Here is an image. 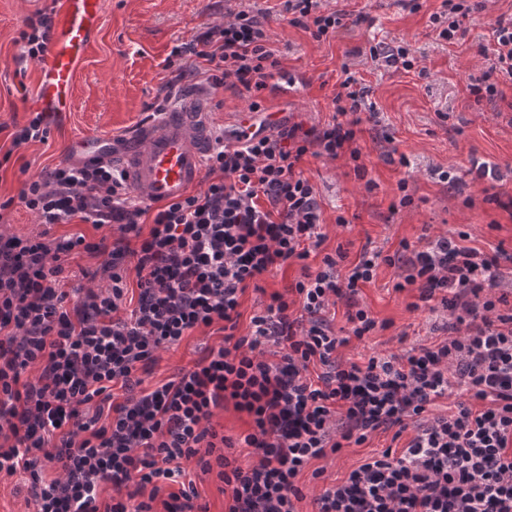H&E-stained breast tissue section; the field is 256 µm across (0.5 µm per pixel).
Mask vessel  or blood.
I'll return each instance as SVG.
<instances>
[{
    "label": "vessel or blood",
    "mask_w": 512,
    "mask_h": 512,
    "mask_svg": "<svg viewBox=\"0 0 512 512\" xmlns=\"http://www.w3.org/2000/svg\"><path fill=\"white\" fill-rule=\"evenodd\" d=\"M102 21V0H60L49 56L32 99L36 111L53 118L72 110L78 63ZM208 145L209 111L189 101L148 122L130 148L114 147L109 136L93 133L76 142L70 157L119 162L132 191L154 203L178 199L201 182Z\"/></svg>",
    "instance_id": "1"
}]
</instances>
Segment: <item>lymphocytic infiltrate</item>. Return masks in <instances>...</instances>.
<instances>
[{"mask_svg":"<svg viewBox=\"0 0 512 512\" xmlns=\"http://www.w3.org/2000/svg\"><path fill=\"white\" fill-rule=\"evenodd\" d=\"M285 8L317 40L347 17L327 0H285ZM474 10L469 0H442L431 17L438 39L462 40ZM492 36L489 73L470 87L478 100L501 97L498 78L512 79V18L496 19ZM167 65L176 83L201 76L243 88L258 112L280 61L266 12L242 5L176 46ZM365 95L349 72L325 126L242 132L233 143L215 133L206 188L176 201L144 202L109 162L67 163L27 181L20 201L40 223L117 232L110 242L0 234V473L28 475L36 512H207L194 485L179 483L191 460L218 466L224 512H298V477L310 461L393 428L414 435L324 488L318 512H512V307L498 257L468 246V232L420 249L405 242L391 255L362 249L344 276L345 252L325 255L292 289L299 313L274 291L249 332L237 333L241 295L321 247L323 211L300 164L309 154L359 160ZM76 250L100 257V283L73 299L60 274ZM383 264L397 270L396 291L416 292L410 310L448 311L445 338L361 365L341 361L339 348L376 327L356 296ZM131 272L139 293L125 317ZM339 300L345 336L323 317ZM215 324L219 345L175 379L143 388L158 350ZM455 392L464 399L454 412L426 417L428 405ZM229 402L250 419L244 443L258 459L246 467L224 454L229 441L210 424ZM203 447L215 461L200 456Z\"/></svg>","mask_w":512,"mask_h":512,"instance_id":"1","label":"lymphocytic infiltrate"}]
</instances>
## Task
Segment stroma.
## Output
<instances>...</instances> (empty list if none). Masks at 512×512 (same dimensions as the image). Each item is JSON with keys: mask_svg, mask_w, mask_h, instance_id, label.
I'll use <instances>...</instances> for the list:
<instances>
[{"mask_svg": "<svg viewBox=\"0 0 512 512\" xmlns=\"http://www.w3.org/2000/svg\"><path fill=\"white\" fill-rule=\"evenodd\" d=\"M418 10L403 0H338L348 14L347 25L335 37L317 41L302 27L292 25L284 0H256L266 12L273 46L280 55L282 73L293 80L291 93L263 92L262 105L280 122H299L304 127L331 122V100L339 89L342 67H349L366 86V101L376 118L363 122L356 145L359 161L349 156L335 160L306 156L301 164L315 186L323 211L326 236L320 254L308 264L318 268L321 257L344 247L356 256L362 247L395 253L401 241L422 247L429 239L463 229L469 246L500 258L504 283H512V215L498 203L512 197V83L501 81L503 99L475 102L469 86L490 66L482 47L492 44V24L497 17L512 15V0H487L484 9L470 14L467 34L456 44L439 41L430 17L440 11L442 0H418ZM58 0H0V150L10 160L0 165V201L12 205L0 214V233L49 237L82 235L99 240L103 232L90 224H38L35 215L20 202L27 177L64 163L75 139L104 133L113 140L131 142L145 123L148 104L154 102L171 77L166 60L177 44L203 33L222 21L228 0H102L103 24L80 67L74 91V110L50 128L47 141L13 147L10 131L28 123L39 66L24 57L17 38L28 17L36 11H56ZM410 44L419 59L417 70L392 73L378 67L368 49L377 43ZM205 100L211 112V131L224 128L227 117L247 111L249 103L230 86L200 88L185 82L174 91L175 102L187 96ZM364 165L357 176L355 165ZM491 176L478 178V167ZM450 172L454 184L441 182L439 171ZM406 192H399V181ZM412 203L399 207L402 194ZM348 223L341 226L337 215ZM394 268L381 266L375 280L360 288L357 299L388 329H377L363 339L351 340L339 349L342 360L364 363L376 353L400 354L419 344L442 341L432 328L434 313L412 311L410 293L393 289ZM222 331L197 330L178 345L162 349L143 377L147 388L175 379L191 367L206 347L218 344ZM248 417L233 404L216 410L214 428L235 441L234 455L241 466L257 457L239 447ZM403 447L392 432H376L363 445L342 449L325 459L311 461L299 478L304 497L299 512H317L316 496L323 487L389 445ZM321 478H312L313 470Z\"/></svg>", "mask_w": 512, "mask_h": 512, "instance_id": "1", "label": "stroma"}]
</instances>
